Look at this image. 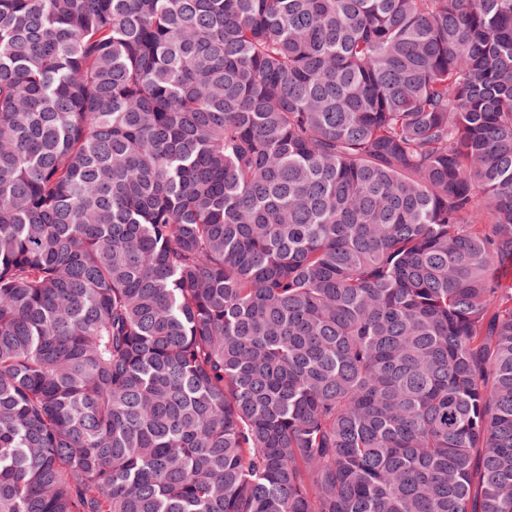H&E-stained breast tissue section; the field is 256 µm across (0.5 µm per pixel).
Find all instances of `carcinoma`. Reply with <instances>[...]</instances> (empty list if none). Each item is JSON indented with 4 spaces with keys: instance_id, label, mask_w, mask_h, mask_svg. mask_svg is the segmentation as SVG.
<instances>
[{
    "instance_id": "obj_1",
    "label": "carcinoma",
    "mask_w": 512,
    "mask_h": 512,
    "mask_svg": "<svg viewBox=\"0 0 512 512\" xmlns=\"http://www.w3.org/2000/svg\"><path fill=\"white\" fill-rule=\"evenodd\" d=\"M512 0H0V512H512Z\"/></svg>"
}]
</instances>
